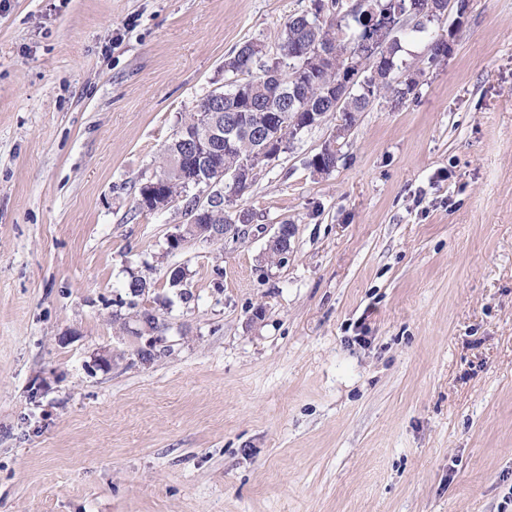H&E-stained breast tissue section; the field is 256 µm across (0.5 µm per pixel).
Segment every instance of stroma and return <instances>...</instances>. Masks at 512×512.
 <instances>
[{
  "label": "stroma",
  "mask_w": 512,
  "mask_h": 512,
  "mask_svg": "<svg viewBox=\"0 0 512 512\" xmlns=\"http://www.w3.org/2000/svg\"><path fill=\"white\" fill-rule=\"evenodd\" d=\"M310 6L0 0V512H512V0L403 37L416 95L327 175L330 125L298 133L236 236L172 250L184 201L137 206L225 58ZM283 224H285L287 227H289V235L284 240L283 244L278 249H273L271 252L266 253L267 259L272 264H282V252H288L290 249V241L293 236V225L289 224L287 221L283 222L282 224H279L277 228L275 229L274 233L268 238L267 244H266V252L274 248L275 246H278L283 241L284 238V228Z\"/></svg>",
  "instance_id": "obj_1"
}]
</instances>
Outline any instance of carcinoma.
I'll return each instance as SVG.
<instances>
[{
  "mask_svg": "<svg viewBox=\"0 0 512 512\" xmlns=\"http://www.w3.org/2000/svg\"><path fill=\"white\" fill-rule=\"evenodd\" d=\"M429 0H368L367 3L353 8L341 15L316 22L307 15L291 17L285 23L281 34L278 51L270 55L264 46L247 42L224 60V93L230 99L224 103V109H238L241 125L255 127L262 123L261 106L263 100L268 107L274 108L278 103L279 92L275 84L276 75L281 68L290 71L293 79L294 92L298 101L288 108V115L276 130L280 139L291 143L297 136V129L305 122L307 112L325 105L326 92L329 86L336 83L340 70L349 58L363 49L367 38L366 12L374 7L377 10H396L405 7L423 8ZM407 34L402 30L395 34V39L389 45L386 54L380 62V67L391 73H400L405 80L399 83L378 84L374 82L373 72L365 71L354 82L352 98L348 100L339 118L347 127H352L356 114L366 110L375 100L390 94L400 102L412 94L417 82L413 81L411 65L397 57L401 38ZM329 47L334 63L327 69L308 70L304 68V57L317 47ZM206 99H201L196 112L177 132L171 141L165 145L164 152L178 151L184 154V164L192 167L198 165V157L185 153V144L181 142L184 133L197 130L201 116L208 111ZM259 155V140L246 132L238 134L231 143L224 144V150L208 156L207 163L213 168H224L229 171H241L240 183L224 186V204L217 205L202 218L198 224H222L228 226L234 217L230 212L233 204L251 185L254 177L242 172L248 164L255 161ZM308 166L316 174H328L330 168L336 167V152H328L321 159H310ZM164 176L161 187L152 189L144 184L139 189L138 205L148 210H163L175 199L187 193L183 178L178 170L160 171Z\"/></svg>",
  "mask_w": 512,
  "mask_h": 512,
  "instance_id": "obj_1",
  "label": "carcinoma"
}]
</instances>
